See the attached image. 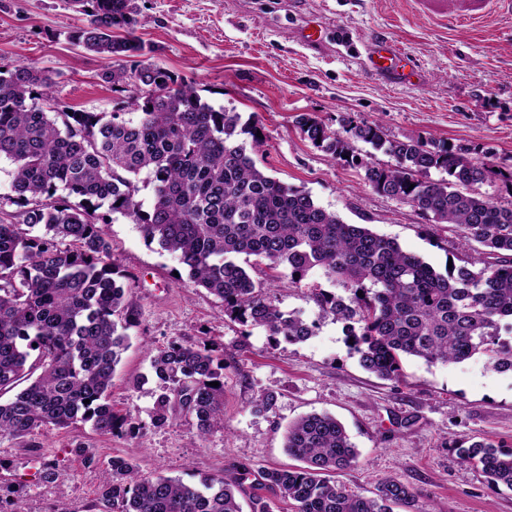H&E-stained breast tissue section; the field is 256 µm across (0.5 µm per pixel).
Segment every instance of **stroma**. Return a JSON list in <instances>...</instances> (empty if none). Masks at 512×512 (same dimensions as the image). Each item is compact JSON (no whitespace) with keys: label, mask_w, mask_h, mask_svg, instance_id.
<instances>
[{"label":"stroma","mask_w":512,"mask_h":512,"mask_svg":"<svg viewBox=\"0 0 512 512\" xmlns=\"http://www.w3.org/2000/svg\"><path fill=\"white\" fill-rule=\"evenodd\" d=\"M136 29L153 47L151 62L196 82L214 107L258 119L265 145L259 166L309 192L344 222L374 233L445 271L460 262L461 228L434 223L412 204L377 194L361 170L304 138L296 118L312 113L339 128L342 116L380 121L396 138L421 134L472 148L512 167V15L448 27L426 0H137ZM84 17L69 0H0V70L30 65L56 72L55 97L66 105L112 111L116 95L102 74L110 61L73 45ZM318 40L307 43L305 34ZM389 40L416 72L411 81L375 72L373 44ZM112 264L132 286L137 324L112 378L113 410L141 424L136 434L103 436L90 425L48 426L33 438H0V512H97L102 472L112 456L132 459L145 475L196 481L200 474L242 477L241 501L262 494L259 474L288 466L290 422L326 412L355 444V466L341 483L370 495L395 477L415 493L396 512H512V492L490 486L461 464L459 445L485 441L512 450V373L475 357L430 365L410 357L402 381L362 369L342 323L322 314L312 293H340L322 272L301 285L280 280L270 295L318 329L308 340L272 342L265 330L230 320L223 302L178 277L177 258L146 245L136 224L114 216L106 227ZM206 340L224 358V420L198 437L194 419L151 424L155 381L150 363L173 341ZM276 406L258 412L259 395ZM93 461H85V454ZM61 479L39 477L44 464Z\"/></svg>","instance_id":"stroma-1"}]
</instances>
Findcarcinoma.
<instances>
[{"label": "carcinoma", "mask_w": 512, "mask_h": 512, "mask_svg": "<svg viewBox=\"0 0 512 512\" xmlns=\"http://www.w3.org/2000/svg\"><path fill=\"white\" fill-rule=\"evenodd\" d=\"M75 2L86 23L71 42L117 61L104 79L127 96L113 112L75 110L54 97V72L0 71V159L13 165L12 203L20 207L0 216V394L14 392L0 401V438L77 423L111 437L141 429L109 402L136 319L130 285L110 262L104 226L115 214L137 224L147 244L175 255L195 286L224 302L226 316L276 342H303L317 324L280 310L268 295L272 285L286 276L298 286L320 270L346 295L318 292L316 303L345 323L360 365L377 377L400 379L408 356L448 364L479 355L496 372L512 371V260L477 269L466 259L441 274L395 241L345 223L257 165L260 121L213 107L194 81L145 62L152 48L135 36L136 0ZM297 125L314 146L362 169L376 193L412 204L436 224L465 228L462 249L476 242L512 253V203L478 191L496 175L512 188V174L491 161L444 140L391 138L377 121L350 117L340 133L306 113ZM353 141L394 163L354 154ZM432 169L447 177L425 179ZM143 187L151 190L146 209ZM240 255L264 261L267 281L254 280ZM151 368L160 381L153 426L188 415L204 436L223 420L224 360L211 344L171 342L157 349ZM285 448L302 466L266 469L261 479L294 512H394L414 500L396 478L370 497L336 481L358 453L332 415L293 422ZM460 460L512 491V451L475 441ZM236 490L238 481L219 475L196 484L144 476L115 456L97 510L242 512Z\"/></svg>", "instance_id": "cac0c4a2"}]
</instances>
